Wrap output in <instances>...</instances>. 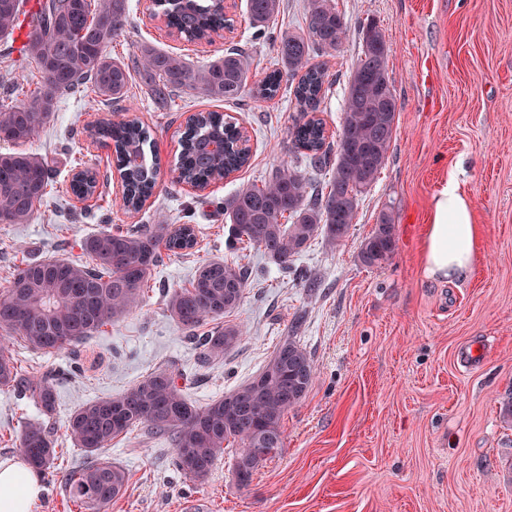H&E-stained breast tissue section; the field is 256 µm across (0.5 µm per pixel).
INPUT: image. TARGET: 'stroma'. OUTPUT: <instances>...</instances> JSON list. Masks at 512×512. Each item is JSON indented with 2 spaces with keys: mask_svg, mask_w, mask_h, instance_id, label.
<instances>
[{
  "mask_svg": "<svg viewBox=\"0 0 512 512\" xmlns=\"http://www.w3.org/2000/svg\"><path fill=\"white\" fill-rule=\"evenodd\" d=\"M333 2L347 36L326 59L331 87L320 116L328 142L338 138L348 79L362 55L358 30L370 19L388 43L397 114L386 164L359 196L345 240L333 248L316 238L295 259L316 290L282 273L263 251L225 246L230 226L222 204L240 186L262 185L283 166L312 186L328 181L327 171L310 168L295 151L288 134L293 96L258 102L246 92L228 102L184 90L172 109L157 111L132 82L123 105L149 129L160 163L153 195L133 214L120 206L111 149L85 133L107 104L60 97L49 125L27 145L50 160L58 191L31 223L0 224V290L22 263L84 261L83 240L109 224L165 219L195 225L198 234L193 250L163 252L141 310L88 340L79 357L13 343L22 366L61 372L51 416L60 468L85 461L66 433L70 415L155 368L181 373L186 398L200 408L258 374L291 334L316 365L312 388L283 420L282 452L249 488L232 481L228 456L205 480L186 479L172 464L170 442L137 429L107 450L130 475L108 512H185L191 500L203 512H512V422L501 410L512 395V0ZM128 5L112 56L149 45L204 64L237 47L250 57L255 82L277 61L272 41L247 28L245 0H235L232 29L209 45L170 35L151 18L152 0ZM209 111L247 132L251 160L199 191L177 182L175 168L186 117ZM80 164L100 174L97 194L85 201L64 190ZM451 176L472 201L479 240L472 274L448 283L425 274L422 246L432 201ZM384 211L393 215L397 249L388 263L369 268L357 255ZM211 259L249 266L251 277L228 316L243 327V340L224 361L205 366L165 299ZM42 418L31 401L0 390V461L21 460L24 425Z\"/></svg>",
  "mask_w": 512,
  "mask_h": 512,
  "instance_id": "35a3bbf8",
  "label": "stroma"
}]
</instances>
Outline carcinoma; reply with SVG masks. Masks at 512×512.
Masks as SVG:
<instances>
[{"label": "carcinoma", "instance_id": "1", "mask_svg": "<svg viewBox=\"0 0 512 512\" xmlns=\"http://www.w3.org/2000/svg\"><path fill=\"white\" fill-rule=\"evenodd\" d=\"M36 2L21 53L37 64L42 88L19 103L11 102L15 89L0 95V141L16 146L0 152V224L30 223L53 189L50 162L22 145L43 131L60 97L83 98L92 92L106 102L121 101L133 72L146 80L148 97L160 108L180 90L228 101L239 98L248 85L251 63L238 48L203 65L146 46L125 59L112 57L107 47L124 24L127 0ZM153 6L166 27L188 42L211 40L229 22L224 0H153ZM281 7L282 0H247L252 36L270 34V23ZM307 12V34L283 32L274 39L280 67L267 73L256 87V97L276 96L283 73H288L295 82L292 94L299 112L290 131L292 141L309 166L331 169L329 190L311 196L305 176L282 167L262 186H243L224 201L231 224L227 248L244 244L261 249L284 272L292 270L294 257L315 237L333 246L347 237L358 196L371 188L385 165L397 112L387 72V43L382 29L370 20L361 27L363 57L351 73L339 139L331 149L318 115L328 74L311 63V55L337 50L346 26L331 0H308ZM22 15L24 0H0V40L13 36ZM91 135L114 148L124 186L121 207L140 211L159 172L157 159L147 154L149 131L136 120H101ZM248 142L223 114H198L180 138L179 180L202 189L238 171L249 160ZM96 185V174L87 170L84 178L71 181L70 189L75 194L93 192ZM195 244L189 224H111L83 240L90 264L61 258L22 264L0 293V330L5 332L0 336V389L52 415L58 374L18 366L7 340L18 336L32 350L77 354L103 327L142 307L144 286L161 261L160 248L174 252ZM396 247L393 216L383 212L358 259L368 267L380 266ZM248 280V268L212 259L197 269L189 286L169 295L166 310L191 333L202 363L224 359L242 340L240 327L223 319L239 305ZM180 378L172 369L157 368L123 392L87 403L72 414L68 436L85 462L63 479L68 497L85 512H105L124 494L128 473L105 455V449L139 426L169 439L175 469L197 481L209 475L227 448H235L231 472L244 468L236 484L249 487L259 467L281 453L283 419L306 397L316 370L300 341L290 336L278 344L260 373L204 407L186 399ZM227 399L235 401L232 412L224 405ZM19 449L33 469L46 476L54 473L58 452L49 422L25 425Z\"/></svg>", "mask_w": 512, "mask_h": 512}]
</instances>
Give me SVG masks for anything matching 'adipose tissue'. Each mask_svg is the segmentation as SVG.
<instances>
[{
	"label": "adipose tissue",
	"instance_id": "obj_1",
	"mask_svg": "<svg viewBox=\"0 0 512 512\" xmlns=\"http://www.w3.org/2000/svg\"><path fill=\"white\" fill-rule=\"evenodd\" d=\"M478 226L470 201L456 180H448L436 195L423 242L427 276L453 281L468 277L476 262ZM41 494L36 472L21 463L0 462V512H31Z\"/></svg>",
	"mask_w": 512,
	"mask_h": 512
}]
</instances>
